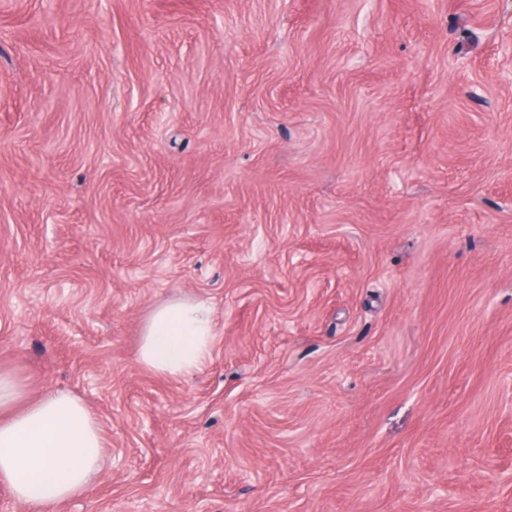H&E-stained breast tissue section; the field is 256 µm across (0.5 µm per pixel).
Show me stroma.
<instances>
[{"label": "stroma", "instance_id": "stroma-1", "mask_svg": "<svg viewBox=\"0 0 512 512\" xmlns=\"http://www.w3.org/2000/svg\"><path fill=\"white\" fill-rule=\"evenodd\" d=\"M507 43L512 0H0V370L106 444L55 512H512ZM141 360L174 376L191 374L207 361L214 322L204 304L171 302L155 309L145 323Z\"/></svg>", "mask_w": 512, "mask_h": 512}]
</instances>
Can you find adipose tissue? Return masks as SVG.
Masks as SVG:
<instances>
[{
    "label": "adipose tissue",
    "instance_id": "ef3b65f1",
    "mask_svg": "<svg viewBox=\"0 0 512 512\" xmlns=\"http://www.w3.org/2000/svg\"><path fill=\"white\" fill-rule=\"evenodd\" d=\"M213 336L208 306L171 302L147 319L140 357L158 371L188 375L207 361ZM103 448L81 400L64 393L25 398L18 379L0 372V484L30 512H54L82 494L101 468Z\"/></svg>",
    "mask_w": 512,
    "mask_h": 512
}]
</instances>
